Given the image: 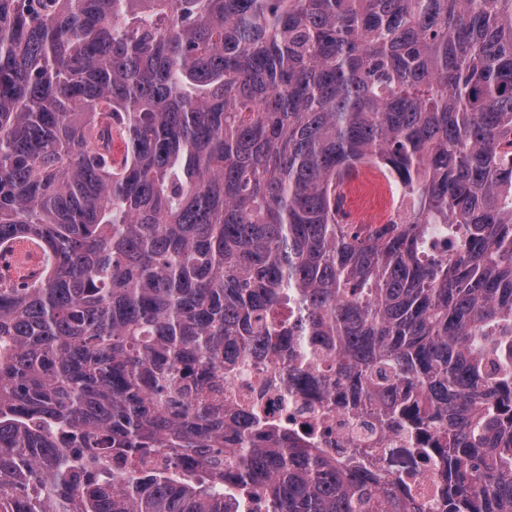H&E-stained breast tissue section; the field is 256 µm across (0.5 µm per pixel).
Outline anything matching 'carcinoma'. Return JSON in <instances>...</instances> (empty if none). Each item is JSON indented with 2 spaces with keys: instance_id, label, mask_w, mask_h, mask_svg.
Here are the masks:
<instances>
[{
  "instance_id": "carcinoma-1",
  "label": "carcinoma",
  "mask_w": 512,
  "mask_h": 512,
  "mask_svg": "<svg viewBox=\"0 0 512 512\" xmlns=\"http://www.w3.org/2000/svg\"><path fill=\"white\" fill-rule=\"evenodd\" d=\"M373 163L401 223L350 224ZM0 512H418L224 405L429 432L512 512V0H0Z\"/></svg>"
}]
</instances>
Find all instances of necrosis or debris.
<instances>
[{
  "label": "necrosis or debris",
  "mask_w": 512,
  "mask_h": 512,
  "mask_svg": "<svg viewBox=\"0 0 512 512\" xmlns=\"http://www.w3.org/2000/svg\"><path fill=\"white\" fill-rule=\"evenodd\" d=\"M224 399L255 409L262 419L310 439L319 449L335 453L339 461L356 456L368 473L405 472L399 492L413 496L427 512L441 495V461L434 454L417 456L415 431L403 428L383 434L370 429L367 415H353L291 393L281 363L272 357L244 358L225 371Z\"/></svg>",
  "instance_id": "1"
}]
</instances>
